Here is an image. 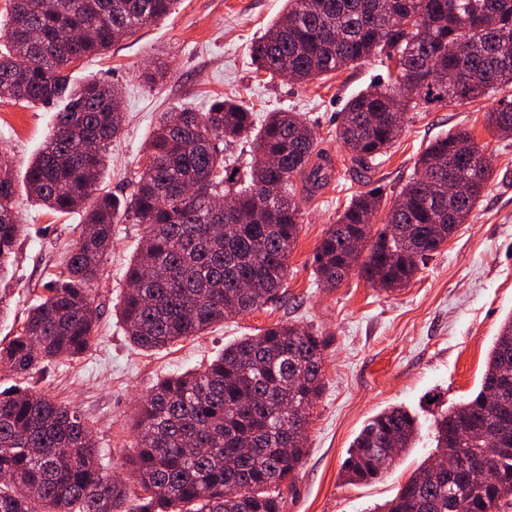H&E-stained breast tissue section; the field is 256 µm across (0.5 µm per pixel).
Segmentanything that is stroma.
<instances>
[{
	"label": "stroma",
	"instance_id": "stroma-1",
	"mask_svg": "<svg viewBox=\"0 0 512 512\" xmlns=\"http://www.w3.org/2000/svg\"><path fill=\"white\" fill-rule=\"evenodd\" d=\"M284 5L285 0H179L169 15L68 69L72 83L94 76L111 81L121 93L124 127L112 142L103 174L106 189L119 197L130 194L161 113L183 107L202 112L213 99L230 97L259 121L266 113L289 110L314 124L334 176L318 191L296 192L301 229L288 258L283 299L169 348L138 350L127 340L115 310L144 227L119 224L94 283L99 336L71 361L41 365L22 375L0 366V390L20 386L77 407L93 425L107 471L126 478V460L135 452L139 402L160 379L203 368L226 344L274 323L313 327L328 339L324 391L308 425V454L292 488L283 491L282 512H371L393 498L435 453V415L468 400L479 388L492 343L512 315V138H499L487 122L495 97L433 104L405 113L401 131L375 169L368 178L356 176L336 139L338 114L351 96L385 78L386 71L371 58L304 84L256 76L252 45L282 15ZM159 59L166 61L168 73L151 88L140 73ZM52 119V112L39 106L0 102V151L13 167L16 209L29 227L10 274L0 281L10 294V312L0 319V340L16 333L28 308L43 295L54 262L81 233L79 215L50 212L27 197L25 174L51 131ZM457 130L469 132L494 170L465 224L406 288L386 292L354 273L339 287L320 286L314 250L351 198L379 185L385 204H392L394 191L412 175L429 142ZM399 405L421 425L415 447L379 481L345 483L341 464L354 438L370 418Z\"/></svg>",
	"mask_w": 512,
	"mask_h": 512
}]
</instances>
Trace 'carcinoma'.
Instances as JSON below:
<instances>
[{
    "label": "carcinoma",
    "instance_id": "obj_1",
    "mask_svg": "<svg viewBox=\"0 0 512 512\" xmlns=\"http://www.w3.org/2000/svg\"><path fill=\"white\" fill-rule=\"evenodd\" d=\"M178 0H10L0 29V101L54 110L49 139L27 185L37 205L84 216L85 230L17 333L0 346L11 371L75 359L98 334L92 285L112 247V225L144 224L117 310L131 345L167 348L279 298L309 190L332 177L317 133L295 112H272L256 131L246 107L215 100L205 112L164 113L133 190L101 189L123 114L115 87L98 78L74 87L67 68L171 13ZM376 57L388 81L352 97L336 139L352 167L375 165L397 137L393 115L435 102L463 103L512 87V0H286L283 15L252 46L256 70L307 82ZM156 62L141 73L153 85ZM414 88L404 92L400 76ZM456 79L452 86L441 77ZM512 136V98L489 112ZM253 138L248 184H235L220 142ZM492 178L465 131L429 144L381 226L384 189L358 194L314 251L317 281L338 287L358 270L384 290L407 286L465 223ZM457 190L448 194V180ZM14 178L0 153V274L24 235ZM326 340L275 324L224 346L203 370L160 381L140 405L133 472L136 512H282V486L302 464L310 411L323 390ZM512 316L489 353L474 397L435 417L440 455L480 460L494 449L491 478L421 464L373 512H508L512 508ZM415 418L401 407L374 417L342 464L353 483L378 479L377 462L411 447ZM127 485L104 472L92 431L69 405L31 390L0 391V512H126Z\"/></svg>",
    "mask_w": 512,
    "mask_h": 512
}]
</instances>
